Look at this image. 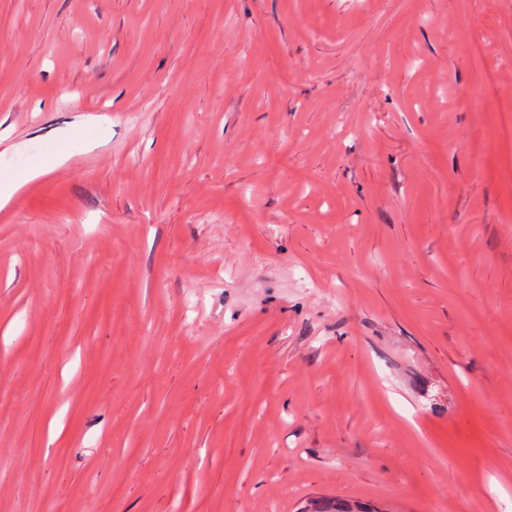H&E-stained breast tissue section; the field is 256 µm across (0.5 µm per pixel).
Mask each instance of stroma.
Wrapping results in <instances>:
<instances>
[{"mask_svg":"<svg viewBox=\"0 0 512 512\" xmlns=\"http://www.w3.org/2000/svg\"><path fill=\"white\" fill-rule=\"evenodd\" d=\"M509 106L512 0H0V512H512ZM48 169L39 165L21 172L0 175V206H5L14 194L28 182L45 174Z\"/></svg>","mask_w":512,"mask_h":512,"instance_id":"35a3bbf8","label":"stroma"}]
</instances>
